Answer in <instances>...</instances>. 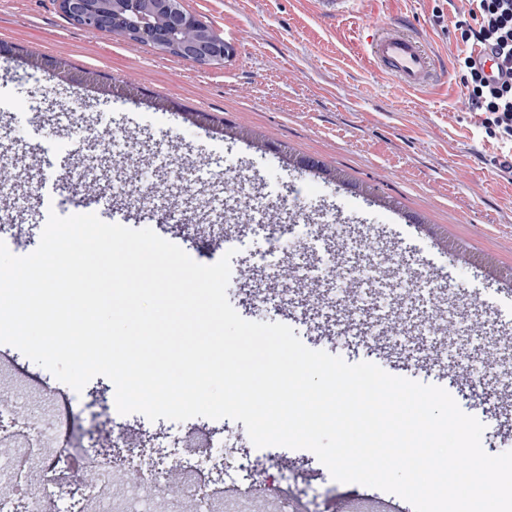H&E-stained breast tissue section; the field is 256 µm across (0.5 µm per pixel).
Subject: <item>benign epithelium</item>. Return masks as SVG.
I'll use <instances>...</instances> for the list:
<instances>
[{"label":"benign epithelium","instance_id":"7a95c632","mask_svg":"<svg viewBox=\"0 0 512 512\" xmlns=\"http://www.w3.org/2000/svg\"><path fill=\"white\" fill-rule=\"evenodd\" d=\"M70 20L81 27L105 32L111 18L126 15L131 39L139 45L175 42L179 58L208 65L224 57V38L196 15L182 0H60Z\"/></svg>","mask_w":512,"mask_h":512}]
</instances>
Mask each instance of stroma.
I'll use <instances>...</instances> for the list:
<instances>
[{
    "label": "stroma",
    "instance_id": "stroma-1",
    "mask_svg": "<svg viewBox=\"0 0 512 512\" xmlns=\"http://www.w3.org/2000/svg\"><path fill=\"white\" fill-rule=\"evenodd\" d=\"M236 43L237 56L189 64L69 21L59 0H0V241L39 244L49 213L175 239L212 264L231 240L227 296L249 321L280 322L302 342L354 364L443 387L485 426L482 447L512 445L511 147L488 137L453 75L414 92L368 58L372 36L407 21L444 64L456 52L461 0H365L336 18L318 0H183ZM62 62V70L39 60ZM314 157L372 188L352 193L280 164ZM308 207L312 232L278 237ZM424 217L406 223L403 212ZM287 278H280V270ZM10 369L51 373L0 344ZM72 411L69 452L109 448L126 426L148 448L177 449L186 426L112 415L106 377L82 392L53 381ZM491 404L477 406L474 392ZM304 512H330L345 484L308 450L272 447Z\"/></svg>",
    "mask_w": 512,
    "mask_h": 512
}]
</instances>
